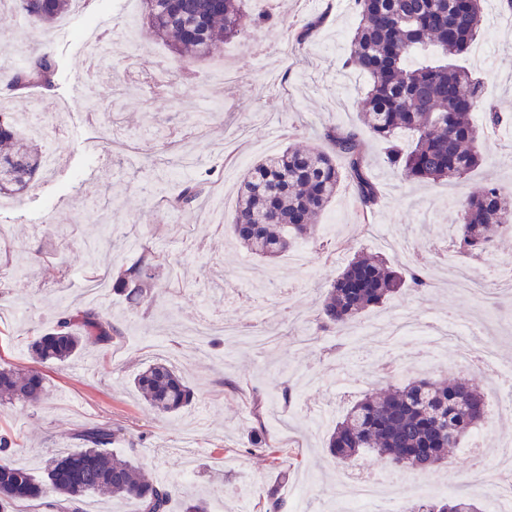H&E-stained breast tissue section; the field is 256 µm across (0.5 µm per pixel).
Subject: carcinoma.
Returning <instances> with one entry per match:
<instances>
[{"mask_svg": "<svg viewBox=\"0 0 512 512\" xmlns=\"http://www.w3.org/2000/svg\"><path fill=\"white\" fill-rule=\"evenodd\" d=\"M33 25H48L69 11L73 0H10ZM149 32L166 43L178 63L206 60L224 43L246 31L277 23L270 10L248 8L249 0H141ZM359 23L351 37L347 67L364 72L368 88L361 117L375 140L384 145L386 162L407 181H458L480 166L483 128L471 112L483 106L484 128H496L502 115L483 102V83L458 64L482 30L484 0H354ZM59 63L48 51L28 55L0 72V80L17 93L54 90ZM15 112H0V196L19 197L42 168L44 146L26 137ZM401 131L413 133L410 144ZM330 149L288 146L280 154L254 163L245 173L231 224L248 252L273 262L299 239L316 234L319 217L343 180L355 190L362 213L380 200L367 172L364 142L354 129L327 130ZM343 165H338L336 159ZM208 178L185 181L167 204L175 210L193 206ZM455 245L462 254L482 255L496 240L512 234V196L488 182L469 195L457 227ZM166 258L149 246L121 268L113 289L134 303L157 284ZM429 287L424 269L414 263L401 271L379 256L359 254L322 296V329H341L364 311L384 304L400 289L421 293ZM106 312L96 307L59 309L52 327L29 346L33 362L63 364L88 343L107 345L118 337ZM133 384L147 406L160 415L188 407L194 393L168 363L155 361L139 371ZM45 377L36 370L17 372L0 364V401L30 404L45 396ZM484 395L461 377H416L386 390L373 389L347 409L329 436L336 463L350 464L363 452L375 454L396 470L424 471L452 464L449 449L484 423L479 408ZM249 446L277 460L262 422L249 427ZM126 437L110 422L75 433L79 448L46 466L48 483L12 463L15 442L0 436V512H14L20 501L52 492L63 498L66 512H85L89 493L134 498L141 512H169L173 488L151 477L137 461L109 452ZM407 512H482L469 494L420 500Z\"/></svg>", "mask_w": 512, "mask_h": 512, "instance_id": "obj_1", "label": "carcinoma"}]
</instances>
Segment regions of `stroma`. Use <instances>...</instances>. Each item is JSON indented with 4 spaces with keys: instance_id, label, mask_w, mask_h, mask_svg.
Here are the masks:
<instances>
[{
    "instance_id": "35a3bbf8",
    "label": "stroma",
    "mask_w": 512,
    "mask_h": 512,
    "mask_svg": "<svg viewBox=\"0 0 512 512\" xmlns=\"http://www.w3.org/2000/svg\"><path fill=\"white\" fill-rule=\"evenodd\" d=\"M131 0H73L66 25L47 33L45 44L61 72L54 96L41 99L49 112L61 108L64 131L54 144L56 164L15 204H0V358L27 370L29 344L49 328L63 305L103 308L121 335L109 345L87 344L62 366L46 365L48 391L37 405H0V436L17 444L14 461L43 474L60 452L77 448L75 432L111 421L137 438L136 460L156 479L174 484L171 512L185 498H203L210 512H263L266 491L278 485L288 512H345L353 483L384 476L397 496L379 498L383 512H405L422 499L470 492L468 447L455 449L461 467L449 476L437 467L398 473L373 454L339 469L328 453L331 427L314 429L315 414L341 420L360 394L390 384L377 362L398 354L384 344L390 330L439 315L481 316L485 331L473 346L493 344L499 365L512 366V294L483 298L455 293L465 264L459 253L434 257L443 231L460 222L465 197L487 182L512 185V126L486 132L484 163L459 185L408 182L383 160L382 147L366 138V162L379 186L378 206L362 214L350 182H343L323 212L335 223V250L324 235L304 240L308 262L290 256L276 267L291 291L279 307V288L242 281V264L264 265L240 247L231 232L237 181H225L224 163L249 167L263 148L318 147L325 128L360 126V96L367 77L345 68L358 16L346 0H278L277 25L267 28L266 49L254 54L247 40L194 63V77L173 81L159 94L160 67L172 65L168 47L149 32L112 59L111 113L96 112L71 95V75L83 65L88 40L116 30L132 11ZM499 0H487L482 43L486 58L467 53L463 63L484 82L485 95L512 117V25L500 23ZM320 19L313 53H291L294 30ZM213 174L223 197L220 220H208V204L172 210L185 178ZM166 256L158 290L138 304L112 289L118 270L142 246ZM360 251L400 269L412 260L425 266L430 287L399 293L364 312L342 333L316 328L325 288ZM209 309L223 322L213 336L191 329ZM163 359L195 392L192 405L174 417L156 415L133 385L135 374ZM354 378L336 385L340 368ZM290 400H283L284 387ZM262 397L261 416L253 414ZM263 419L278 462L248 450L247 430Z\"/></svg>"
}]
</instances>
